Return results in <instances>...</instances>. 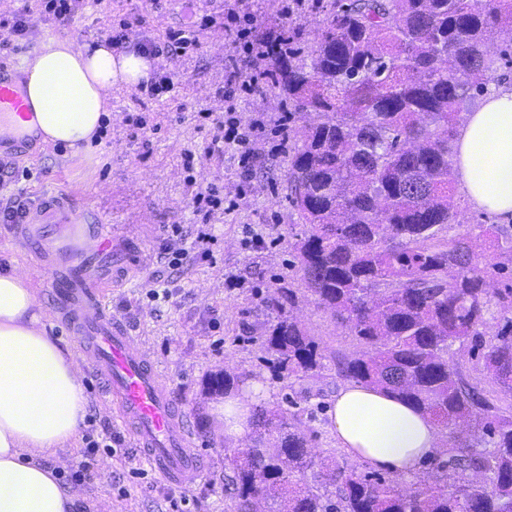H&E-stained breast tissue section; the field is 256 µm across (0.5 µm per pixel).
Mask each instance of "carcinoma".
<instances>
[{
	"label": "carcinoma",
	"instance_id": "cac0c4a2",
	"mask_svg": "<svg viewBox=\"0 0 512 512\" xmlns=\"http://www.w3.org/2000/svg\"><path fill=\"white\" fill-rule=\"evenodd\" d=\"M508 0H330L310 50L268 54L270 87L309 120L288 127V200L309 226L293 243L305 288L362 345L343 371L428 414L452 437L436 473L406 485L308 452L298 416L259 408L255 430L224 444L232 512H512V413L468 385L455 356L480 351L512 394V233L454 223L450 163L462 104L509 56ZM489 243L491 271L473 263ZM502 316L486 336L488 304ZM271 371L322 367L319 344L291 315L263 342ZM240 374H209L203 394L229 397ZM313 472V482L306 480Z\"/></svg>",
	"mask_w": 512,
	"mask_h": 512
}]
</instances>
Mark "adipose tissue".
I'll return each instance as SVG.
<instances>
[{
    "mask_svg": "<svg viewBox=\"0 0 512 512\" xmlns=\"http://www.w3.org/2000/svg\"><path fill=\"white\" fill-rule=\"evenodd\" d=\"M153 72V57L134 47L117 51L106 39L66 32L40 39L23 73L42 142L74 157L98 149L113 87L149 83ZM454 162L475 209L512 215V85L491 90L465 113ZM52 329L29 271L13 265L0 272V512L80 506L79 492L57 468L85 424L84 374ZM268 398L262 382L243 385L224 406L225 436L243 437L252 408ZM329 414L342 448L399 475H416L441 447L429 416L379 389L344 385Z\"/></svg>",
    "mask_w": 512,
    "mask_h": 512,
    "instance_id": "obj_1",
    "label": "adipose tissue"
}]
</instances>
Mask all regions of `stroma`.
Masks as SVG:
<instances>
[{
    "label": "stroma",
    "mask_w": 512,
    "mask_h": 512,
    "mask_svg": "<svg viewBox=\"0 0 512 512\" xmlns=\"http://www.w3.org/2000/svg\"><path fill=\"white\" fill-rule=\"evenodd\" d=\"M251 11L253 35L286 27L305 48L313 46L324 18L322 6L310 0L301 6L294 0H253ZM224 23V0H112L108 6L83 0L69 26L41 19L39 30L20 38L19 51L0 53V70L11 74L44 34L67 30L96 39L105 27L118 31L127 24L133 46L145 38L162 41L172 28L195 30L199 38L196 48L158 56L157 73L170 74L174 81L169 92L151 97L138 88L113 89L111 118L99 150L88 157L65 158L51 146L35 151L23 146L17 172L4 191L28 204L58 190L70 192L76 206L99 211L113 240L130 242L143 256L144 268L131 269L115 282L103 303L165 375L203 466L190 488L162 481L128 439L116 412L103 406L99 378L87 374L93 428L123 438V450L113 456L111 469L77 484L92 505L90 512H229L230 501L224 496V429L215 419L219 400L201 393L204 377L226 365L237 368L243 379L263 381L271 405H281L283 395L294 397L313 454L347 463L361 473L372 469L366 460L339 448L329 429L333 397L347 382L342 361L356 354L360 345L313 302L291 263V245L303 226L288 203L285 144L275 131L281 116L279 100L271 89L261 95L239 87L232 98H225L230 64L247 74L251 62L246 53L229 46ZM206 112L253 126L249 172L238 166L236 145H225L220 154H206L213 135L210 123L202 118ZM139 116L149 126L143 136L135 135L132 125ZM189 153L194 156L190 170L185 167ZM191 177L234 201V209L223 218L205 221L192 203L187 184ZM203 223L214 237L209 255L197 258L184 274L169 275L158 256L172 243L174 227ZM18 230V225L0 223V268L13 260L30 267L39 296L53 313V336L76 347L51 297L48 273L15 246ZM230 274L237 276L238 286L228 285ZM285 288L294 294L296 316L323 350L319 375L278 379L264 360L262 340L278 314L271 301ZM133 467L144 469V476L129 477Z\"/></svg>",
    "instance_id": "stroma-1"
}]
</instances>
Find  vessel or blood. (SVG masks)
Here are the masks:
<instances>
[{
  "label": "vessel or blood",
  "instance_id": "vessel-or-blood-1",
  "mask_svg": "<svg viewBox=\"0 0 512 512\" xmlns=\"http://www.w3.org/2000/svg\"><path fill=\"white\" fill-rule=\"evenodd\" d=\"M13 114L26 121L34 118L23 79L15 74L0 76V119ZM28 222L61 226L64 247L41 246L37 254L55 267L52 286L68 329L152 468L168 483L190 486L201 472L191 450V431L163 377L103 304L110 282L124 277L125 267L114 264L100 281H88L85 275L86 260L106 258L114 251L111 236L101 230L102 217L93 208L75 207L71 194L60 191L40 199Z\"/></svg>",
  "mask_w": 512,
  "mask_h": 512
}]
</instances>
